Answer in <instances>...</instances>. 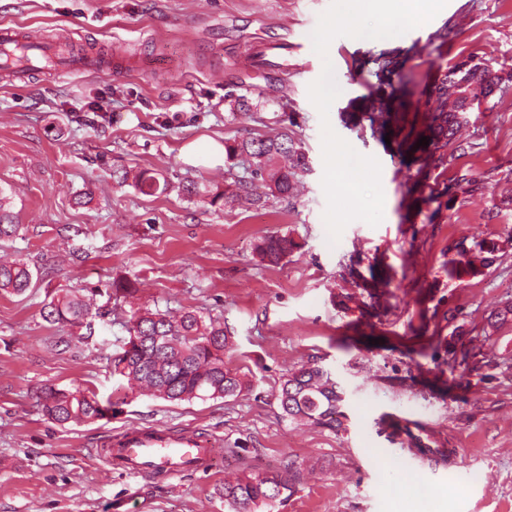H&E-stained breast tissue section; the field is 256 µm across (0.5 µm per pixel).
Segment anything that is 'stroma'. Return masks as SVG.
Masks as SVG:
<instances>
[{
    "instance_id": "1",
    "label": "stroma",
    "mask_w": 512,
    "mask_h": 512,
    "mask_svg": "<svg viewBox=\"0 0 512 512\" xmlns=\"http://www.w3.org/2000/svg\"><path fill=\"white\" fill-rule=\"evenodd\" d=\"M330 5L0 0V24L130 64L0 81V194L20 226L0 261L39 273L25 294L0 293V512H228L225 482L282 477L290 461L295 492L275 512H396L392 467L419 476L415 495L452 486L447 512H512V318H499L512 301V0H448L402 36L332 41L341 94L330 123L379 160L385 197L380 224L352 221L334 244L308 96L323 64L298 46ZM386 56L403 84L380 81ZM471 57L506 76L503 91L466 113L448 146L421 145L433 83ZM284 129L308 164L285 198L239 196V161L208 169L180 155L202 137L227 145ZM142 169L166 191L143 195ZM192 180L226 199H187ZM275 235L298 247L270 265L254 248ZM481 242L496 246L493 264L449 277V259ZM115 280L134 296L103 295ZM60 289L106 308L92 340L42 319ZM139 307L223 321L224 360L247 389L182 402L129 390L111 361ZM452 356L465 365L449 369ZM313 361L344 390L339 428L292 422L275 398L289 370ZM48 385L94 393L112 414L60 426L36 402ZM127 429L192 434L220 452L209 471L148 478L101 458L104 437Z\"/></svg>"
}]
</instances>
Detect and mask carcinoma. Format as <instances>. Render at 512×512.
<instances>
[{
	"instance_id": "cac0c4a2",
	"label": "carcinoma",
	"mask_w": 512,
	"mask_h": 512,
	"mask_svg": "<svg viewBox=\"0 0 512 512\" xmlns=\"http://www.w3.org/2000/svg\"><path fill=\"white\" fill-rule=\"evenodd\" d=\"M469 62L466 68L461 62L455 64L434 85L427 127V140L433 145L451 140L460 114L474 109L472 101L485 94L491 81L504 78L480 60L471 58ZM504 79L509 81L512 76ZM225 152L230 160L238 158L254 166L250 181H236L238 190L247 196H285L298 171L305 168L301 143L286 130L268 137L243 138L225 146ZM8 204L0 195V240L13 237L19 229L7 211ZM295 247L285 235L263 238L255 249L263 260L277 264ZM488 262L490 258L479 254H462L450 261L448 274L476 275ZM34 277L22 260L0 263V291L22 295L32 287ZM41 316L52 325L86 328V340L94 335L91 303L69 291L55 292L43 305ZM126 328L130 338L125 343L131 344L135 336L139 344L121 349L112 363L114 372L124 377L130 388H145L171 402L232 397L245 389L238 371L224 362L229 336L223 323L207 322L197 310L174 315L167 309L146 308L134 313ZM279 400L283 413L294 420L334 428L343 416L344 392L332 373L319 365L289 372L281 384ZM98 404L93 393L49 386L43 391L41 408L48 419L65 426L95 421ZM293 493L289 479L250 474L224 483V504L229 512H273Z\"/></svg>"
}]
</instances>
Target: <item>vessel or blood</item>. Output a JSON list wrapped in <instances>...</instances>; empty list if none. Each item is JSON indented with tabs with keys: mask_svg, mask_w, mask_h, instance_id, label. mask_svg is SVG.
Returning <instances> with one entry per match:
<instances>
[{
	"mask_svg": "<svg viewBox=\"0 0 512 512\" xmlns=\"http://www.w3.org/2000/svg\"><path fill=\"white\" fill-rule=\"evenodd\" d=\"M23 44L17 28L0 25V72L13 78H24L29 72L28 65L12 63L13 47ZM33 60L38 61L42 71L55 72L66 67L81 73L102 71L104 65L96 56L81 54L60 58L56 49L40 42L27 44ZM102 458H123L125 465L144 474H161L167 477L181 476L187 470L209 469L219 450L215 443L203 442L187 435H171L155 430H125L107 438Z\"/></svg>",
	"mask_w": 512,
	"mask_h": 512,
	"instance_id": "1",
	"label": "vessel or blood"
}]
</instances>
